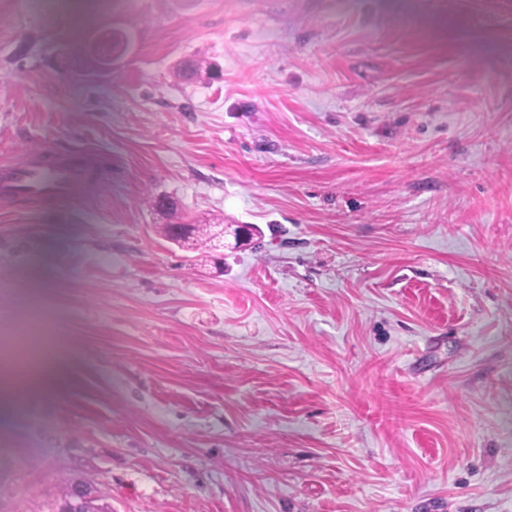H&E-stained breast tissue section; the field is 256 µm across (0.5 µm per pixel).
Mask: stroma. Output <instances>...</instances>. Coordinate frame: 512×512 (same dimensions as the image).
<instances>
[{
	"label": "stroma",
	"mask_w": 512,
	"mask_h": 512,
	"mask_svg": "<svg viewBox=\"0 0 512 512\" xmlns=\"http://www.w3.org/2000/svg\"><path fill=\"white\" fill-rule=\"evenodd\" d=\"M100 9L0 0V160L112 158L0 207V320L37 299L61 356L0 403V512H512V0ZM161 195L258 242L201 261ZM104 31H109L112 33V52L103 51L100 48H98L100 45V38L102 33L99 35L98 39L95 38L92 42L88 44V51L95 59V65L98 68L108 66V64L110 63V61L106 58L105 54H111L114 58H119L122 55H124L131 47L133 39L132 35L126 31L115 29H108ZM108 68L109 70L104 71V73H110L112 71L111 65L108 66ZM112 176V158L93 148L38 144L19 161H1L0 201L38 206L72 201Z\"/></svg>",
	"instance_id": "obj_1"
}]
</instances>
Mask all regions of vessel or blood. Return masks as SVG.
Segmentation results:
<instances>
[{
	"instance_id": "b4317fda",
	"label": "vessel or blood",
	"mask_w": 512,
	"mask_h": 512,
	"mask_svg": "<svg viewBox=\"0 0 512 512\" xmlns=\"http://www.w3.org/2000/svg\"><path fill=\"white\" fill-rule=\"evenodd\" d=\"M112 175V159L92 148L38 144L0 163V203L38 206L72 201Z\"/></svg>"
}]
</instances>
